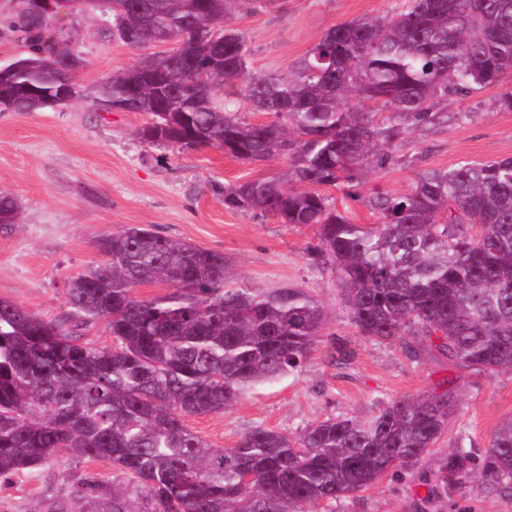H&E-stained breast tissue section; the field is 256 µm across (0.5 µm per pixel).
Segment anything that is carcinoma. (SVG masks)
<instances>
[{
	"instance_id": "cac0c4a2",
	"label": "carcinoma",
	"mask_w": 512,
	"mask_h": 512,
	"mask_svg": "<svg viewBox=\"0 0 512 512\" xmlns=\"http://www.w3.org/2000/svg\"><path fill=\"white\" fill-rule=\"evenodd\" d=\"M239 0H107L111 34L169 49L96 86L98 106L139 112L149 143L216 147L251 162L288 156L285 177L215 188L231 210L315 228L313 260L334 269L341 301L364 336L418 361L435 352L474 372H512V157L423 171L408 192L368 197L381 223L354 224L324 187L357 192L367 168L392 160L401 126L437 118L435 100L494 87L512 70V0H404L387 16L336 25L287 77L251 72ZM34 0L15 27L31 71L0 93L14 112L44 108L82 66L57 46ZM276 121L246 123L224 88ZM382 104L388 124L352 105ZM20 206L0 191V224ZM103 260L67 284L68 309L47 321L0 298V478L53 456L103 459L132 489L81 485L112 512H314L354 497L425 455L457 411L452 382L398 399L367 420L339 417L295 438L255 428L217 448L188 424L231 410L252 384L301 371L324 313L294 286L238 281L222 252L127 227L96 240ZM146 284L170 292L132 296ZM103 321L111 343L81 340ZM443 489L474 480L512 498V419L483 456L451 449L434 472Z\"/></svg>"
}]
</instances>
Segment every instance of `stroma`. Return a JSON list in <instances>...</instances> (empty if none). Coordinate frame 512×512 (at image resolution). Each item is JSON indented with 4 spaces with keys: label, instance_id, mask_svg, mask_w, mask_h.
Listing matches in <instances>:
<instances>
[{
    "label": "stroma",
    "instance_id": "35a3bbf8",
    "mask_svg": "<svg viewBox=\"0 0 512 512\" xmlns=\"http://www.w3.org/2000/svg\"><path fill=\"white\" fill-rule=\"evenodd\" d=\"M400 2L276 0L268 8L242 5L233 23L245 36L249 69L285 75L332 26L389 15ZM52 29L84 60L74 75L79 93L37 112H0V191L11 193L21 210L19 223L0 224V298L47 320L62 318L68 280L99 259L95 239L131 225L223 252L244 283L305 289L326 322L301 372L257 383L231 411L189 418L190 427L219 448L235 446L258 426L292 438L329 418H368L398 398L441 390L450 380L459 407L429 455L359 496L321 503L318 512H512V500L488 494L480 482L446 492L433 476L449 450L464 444L483 453L496 428L512 418V373L478 374L440 355L414 362L398 346L361 335L340 300L334 270L310 260L313 227L229 210L214 191L281 177L286 159L251 163L216 147L182 151L143 141L138 130L146 115L102 110L92 90L155 54V47L134 48L109 37L96 9L60 14ZM509 90L510 73L498 86L438 99V123L406 127L393 142L392 161L367 172L360 199L331 187L330 204L354 223L373 226L381 218L364 200L373 189L401 194L423 170L512 157V111L498 106ZM460 112L466 120H457ZM337 340L355 352L349 369L331 362ZM93 478L128 484L106 462L53 457L0 480V512H51L61 501L68 512H102L96 501L69 496L74 482Z\"/></svg>",
    "mask_w": 512,
    "mask_h": 512
}]
</instances>
